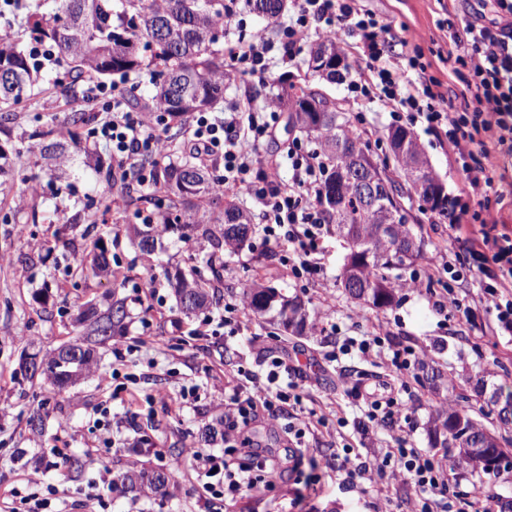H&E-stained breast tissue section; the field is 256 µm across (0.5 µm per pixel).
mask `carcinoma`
Wrapping results in <instances>:
<instances>
[{"mask_svg": "<svg viewBox=\"0 0 512 512\" xmlns=\"http://www.w3.org/2000/svg\"><path fill=\"white\" fill-rule=\"evenodd\" d=\"M251 7L262 17L274 20L283 11L285 0H251ZM29 34L54 48L67 74L89 81L105 75L127 80L146 62L158 67L151 100L139 102L134 86L126 89L127 98L132 104L171 121L185 122L194 113L205 112L224 99V86L229 80L221 42L224 0H57L53 16L31 15ZM36 70L17 43L0 34V130L14 122L15 112L30 99ZM267 96L287 107L288 124L312 139L327 160L328 173L318 203L327 223L347 240L349 249L359 251V258L354 262L357 274L348 275V265H343L342 287L352 299L374 308L391 304L399 279L391 276L390 271L413 263L420 256L421 248L404 255L394 248L396 242L415 237L403 215L395 225L393 241L387 243L380 239L378 225L364 214L356 182L337 179L336 169L343 163V157L337 155L336 149L356 150L372 167L374 162L368 146L351 132L336 103L308 81L300 85L292 83L277 93L271 90ZM94 119V114L79 103L69 115L74 127L87 125ZM34 137L40 139L39 156L46 166H60L66 146L57 139L55 130H42ZM154 169L155 179L149 185V193L133 196L137 182L134 176L118 182L117 190L130 205L138 202L150 205L149 216L158 220L149 225L152 232L169 231L180 225L188 230L184 237H200L210 245L209 278L195 269L188 273L178 270L168 277L181 311L191 315L218 300L213 289L224 281V251L232 244L246 242L251 216L231 205L217 214L198 204L202 198L214 203L213 183L218 174L200 164L192 153L177 163L157 162ZM339 203L343 213L338 217ZM92 246L96 250L92 269L110 272L103 235H95ZM245 298L257 314L268 312L273 302L280 301L278 317L284 329L294 335L304 334L307 316L298 298H287L276 288L261 284L247 289ZM88 312L85 337L54 348L46 355L45 369L39 373L25 371L27 379L60 391L72 384L71 372L90 370L94 364L92 345L125 334L129 313L124 300L115 299L103 310L91 305ZM467 400L466 394L453 392L448 405L432 413L431 447L441 443L455 449L454 470L496 476L503 468L512 469V438L488 428L469 414L463 406ZM471 440L485 444L486 451L506 460V465L478 470L463 464L460 460L463 443ZM172 486L171 473L136 464L127 466L113 481V490L123 495L164 497Z\"/></svg>", "mask_w": 512, "mask_h": 512, "instance_id": "carcinoma-1", "label": "carcinoma"}]
</instances>
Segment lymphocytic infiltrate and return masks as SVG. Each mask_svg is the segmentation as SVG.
Segmentation results:
<instances>
[{"mask_svg": "<svg viewBox=\"0 0 512 512\" xmlns=\"http://www.w3.org/2000/svg\"><path fill=\"white\" fill-rule=\"evenodd\" d=\"M292 12L275 36L264 31L224 43L229 72L261 79L272 57L295 62L311 35L320 38L344 33L355 40L362 65L355 71L352 87L361 99L379 101L392 113H407L411 121L428 128L446 127L454 160L465 175L466 195L488 200L496 193L502 175L490 164L492 152L512 150V0H496L492 19L449 24L450 49L445 58L448 70L463 85L460 99L450 98L437 77L419 79L423 70L420 40L401 36L389 23L365 9L362 0H293ZM398 55L402 64L388 66L386 59ZM92 99L101 101L103 118L96 131L112 151L120 176H135L150 184L153 170L144 165L147 157H162L168 144L150 123L147 113L131 110L121 89L96 84ZM280 121L277 109L244 112H198L185 125L182 144L201 164L220 170L218 192L247 195L262 207L264 243L280 247L284 265L293 277L311 272L312 257L329 226L316 204L327 165L319 151L292 142L284 156L263 158L261 143ZM292 170L282 178V166ZM471 248L490 251L500 275L489 287L486 307L499 325L512 330V236L483 234L471 239ZM266 377L252 378L250 385H235L224 395V436L232 438L239 428L264 413L277 419L287 404L301 405V394H291L276 385L281 360H273ZM347 396L357 400L364 419L361 430L373 425L394 424L403 415L394 384L383 383L381 392L371 393L352 386ZM193 467L202 476L224 486L226 495L260 497L271 482L255 477L252 458L228 462L204 449L193 450ZM397 462L406 480L418 489L420 512H429L434 497L447 499L450 512H465L464 499L451 491L446 469L414 448H390L381 460L355 463L350 454L336 457L337 472L347 479L377 476L389 482L386 468Z\"/></svg>", "mask_w": 512, "mask_h": 512, "instance_id": "obj_1", "label": "lymphocytic infiltrate"}]
</instances>
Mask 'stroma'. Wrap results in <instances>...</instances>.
I'll use <instances>...</instances> for the list:
<instances>
[{"instance_id": "stroma-1", "label": "stroma", "mask_w": 512, "mask_h": 512, "mask_svg": "<svg viewBox=\"0 0 512 512\" xmlns=\"http://www.w3.org/2000/svg\"><path fill=\"white\" fill-rule=\"evenodd\" d=\"M380 20L423 35L422 62L426 75L439 78L449 89L461 83L438 58L448 51L447 32L440 21L454 14L470 18L473 12L490 15V0H367ZM54 0H17L13 9L0 12V34H10L20 48L29 49L27 17L52 14ZM34 97L21 110L9 133L0 132V147L10 150L15 176L0 189V512H12L22 498H49L53 512H75L89 500L92 512H381L383 503L368 481L345 480L333 466L338 447L350 446L355 455L373 460L386 448L404 442L427 456L448 462L450 451L429 444L430 413L448 399L445 376L470 387L476 379L488 386L512 390V332L498 329L495 317L479 302L486 265L482 254L470 251L468 238L481 234L474 220L478 202L460 218L466 234L450 235L445 216L411 198L410 224L420 226L424 246L420 257L401 273L413 280L397 292L395 303L369 308L349 297L340 284L349 251L338 234L324 237L313 272L294 278L282 266L279 253L258 246L255 252L225 254L223 300L192 316L184 315L167 284L165 273L178 268L204 267L209 255L200 239L181 240L177 234L157 237L151 257H144L131 239L137 224L134 207L118 199L105 179L112 157L94 135V125L77 128V148L71 149L67 173L46 174L38 155L14 153L20 133L47 127L60 129L67 121L68 102L83 97L87 84L64 76L61 66L44 62L37 74ZM319 87L343 108L350 128L356 129L374 158L391 163L387 142L390 128H410L448 198L464 186L444 134L425 124L394 118L380 102L356 104L347 80H319ZM109 201V210L87 213V197ZM106 222L104 239L110 255L126 278L117 287L113 277L70 270L90 249L82 233L91 223ZM34 255L25 264L21 255ZM457 260L460 275L453 280L435 277L432 268L447 259ZM155 290H146L149 279ZM274 286L305 305L310 323L304 335L291 336L273 323L272 313L243 315L237 335L224 325L225 303L243 304L242 292L253 283ZM471 306L470 320L446 318L435 303L447 291ZM124 298L130 311L125 336L112 339L95 352L96 365L85 377L59 394L30 385L21 375L22 353L46 354L60 343L78 339L82 326L73 318L86 302L106 306ZM333 311L337 331L324 335L325 311ZM380 336L386 343L411 346L423 366L410 380L399 400L409 422L404 428H371L360 435L354 425L360 415L344 396L340 376L349 382L374 387L391 379L383 358L358 353L338 355L344 337ZM302 349L312 366L300 382L306 407L324 412L328 427L308 437L305 453L288 441L287 419L260 417L244 430L246 437L272 448L286 471L275 476L273 490L262 499L225 496L223 487L205 488L189 461L192 449L237 458L223 441L203 444L205 424L224 417V386L243 382L246 374L260 372L282 353ZM40 412L44 425L32 431L28 418ZM82 459L81 472L69 469V457ZM133 461L168 469L179 464L170 496L123 497L109 480ZM456 491L466 493L474 506H496L512 499V470L495 479L465 475L452 477Z\"/></svg>"}]
</instances>
